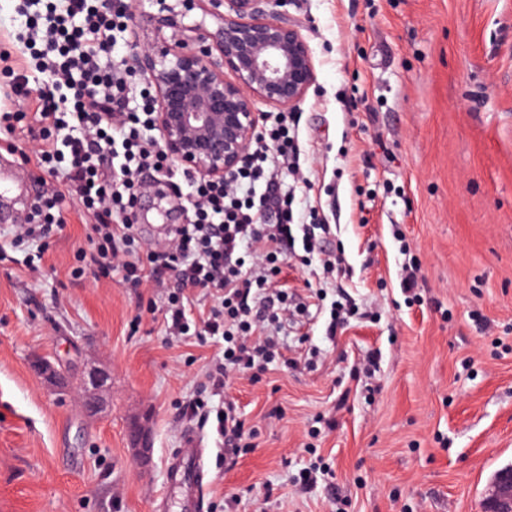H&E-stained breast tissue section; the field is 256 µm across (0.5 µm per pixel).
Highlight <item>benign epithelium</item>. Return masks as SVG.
Segmentation results:
<instances>
[{"label": "benign epithelium", "mask_w": 512, "mask_h": 512, "mask_svg": "<svg viewBox=\"0 0 512 512\" xmlns=\"http://www.w3.org/2000/svg\"><path fill=\"white\" fill-rule=\"evenodd\" d=\"M212 27L184 23L195 2ZM158 0L152 16L166 49L134 52L137 73L154 89L155 126L168 159L204 179L226 180L246 161L262 114L258 106L294 109L316 82L315 60L301 30L288 20L291 0ZM37 377L57 383L53 364L33 362ZM132 461H150L146 421L128 424ZM483 512H512V465L492 478Z\"/></svg>", "instance_id": "obj_1"}]
</instances>
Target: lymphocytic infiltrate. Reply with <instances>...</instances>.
<instances>
[{
  "label": "lymphocytic infiltrate",
  "mask_w": 512,
  "mask_h": 512,
  "mask_svg": "<svg viewBox=\"0 0 512 512\" xmlns=\"http://www.w3.org/2000/svg\"><path fill=\"white\" fill-rule=\"evenodd\" d=\"M18 13L25 19L19 50L39 51L41 63L34 72L14 71L13 88L34 97L29 138L38 163L56 179L40 195L31 223L16 225L13 234L37 242L64 231L70 205L79 201L93 220L92 250L76 252L72 276L91 264L99 276L131 288L168 289L166 334L218 348L204 393L189 408L214 417L224 461L234 464L248 443L236 403L223 396L230 374L257 378L273 366L295 371L312 364L289 356L285 343L293 317L310 314L304 304H289L288 288L278 282L289 250L315 258L307 274L320 287H335L346 271L342 253L321 245L329 225L296 221L295 189L282 182L302 171L294 118L276 113L230 179L186 174L192 223L174 225L165 243L146 242L131 218L145 187L141 176L166 175L170 163L153 134L152 91L135 82L127 60L108 61L127 30V0H19ZM193 296L212 299L206 317L187 309ZM216 396L221 404H213Z\"/></svg>",
  "instance_id": "1"
}]
</instances>
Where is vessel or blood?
Masks as SVG:
<instances>
[{"label": "vessel or blood", "mask_w": 512, "mask_h": 512, "mask_svg": "<svg viewBox=\"0 0 512 512\" xmlns=\"http://www.w3.org/2000/svg\"><path fill=\"white\" fill-rule=\"evenodd\" d=\"M204 442L197 432L185 435L167 466V482L181 496L183 512H204Z\"/></svg>", "instance_id": "b4317fda"}]
</instances>
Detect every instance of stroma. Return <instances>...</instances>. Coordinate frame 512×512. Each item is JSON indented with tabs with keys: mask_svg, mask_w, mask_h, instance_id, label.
<instances>
[{
	"mask_svg": "<svg viewBox=\"0 0 512 512\" xmlns=\"http://www.w3.org/2000/svg\"><path fill=\"white\" fill-rule=\"evenodd\" d=\"M0 0V90L25 19ZM155 0H135L115 52L153 39ZM316 83L296 108L309 185L296 213L317 209L343 251L352 307L336 338L324 319L292 325L288 343L318 354L316 368L232 376L255 446L225 466L212 426L184 416L213 347L166 336L164 288H128L86 271L87 217L72 210L34 247L0 223V512H180L166 467L186 430L200 431L209 482L204 512L236 497L233 512H481L494 473L512 464V0H293ZM26 134L0 140V167L30 191L43 172L22 162ZM166 213L152 198L139 227L186 224V184ZM408 251H401V244ZM420 265L421 300L408 304L401 270ZM51 361L63 389L33 375ZM112 373L109 406L88 418L82 378ZM335 416L334 430L321 417ZM147 419L152 463L135 467L127 426ZM325 469L305 489V468Z\"/></svg>",
	"mask_w": 512,
	"mask_h": 512,
	"instance_id": "stroma-1",
	"label": "stroma"
}]
</instances>
